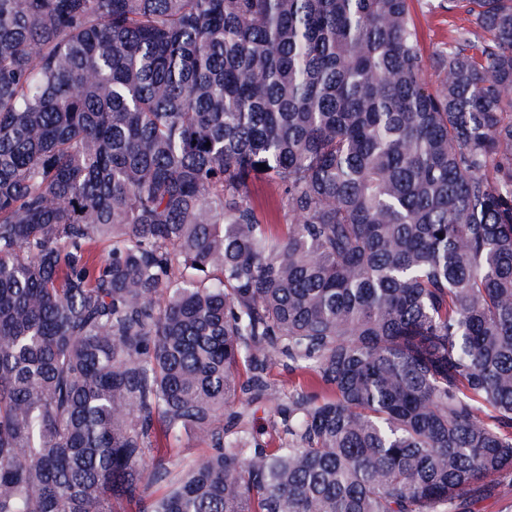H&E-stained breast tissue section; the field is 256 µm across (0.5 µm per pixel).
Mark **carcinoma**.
I'll use <instances>...</instances> for the list:
<instances>
[{"label":"carcinoma","mask_w":512,"mask_h":512,"mask_svg":"<svg viewBox=\"0 0 512 512\" xmlns=\"http://www.w3.org/2000/svg\"><path fill=\"white\" fill-rule=\"evenodd\" d=\"M448 10L430 90L410 0H0V512H471L512 478V0ZM284 359L269 448L241 405ZM251 200L256 208L262 212L268 220V224H274V229L281 231L283 224H289L288 214L277 209L280 190L277 185L264 179L256 180L251 185ZM158 448H167L161 452V455L170 469L176 468L183 460L198 457L208 450L206 445L189 435H182L178 438L161 436Z\"/></svg>","instance_id":"carcinoma-1"}]
</instances>
